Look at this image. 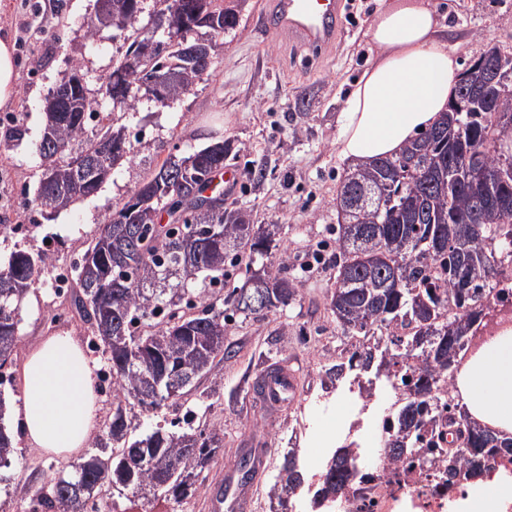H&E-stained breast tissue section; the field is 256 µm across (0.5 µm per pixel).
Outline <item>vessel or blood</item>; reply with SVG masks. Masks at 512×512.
I'll return each instance as SVG.
<instances>
[{
  "label": "vessel or blood",
  "instance_id": "obj_1",
  "mask_svg": "<svg viewBox=\"0 0 512 512\" xmlns=\"http://www.w3.org/2000/svg\"><path fill=\"white\" fill-rule=\"evenodd\" d=\"M259 27L269 34L295 40L319 51L335 43L343 28L340 0H270L258 15ZM268 406H283L296 392L291 369L276 365L259 376ZM225 485L210 494L213 512H246L248 492L240 474L229 472Z\"/></svg>",
  "mask_w": 512,
  "mask_h": 512
}]
</instances>
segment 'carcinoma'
Wrapping results in <instances>:
<instances>
[{
	"label": "carcinoma",
	"instance_id": "cac0c4a2",
	"mask_svg": "<svg viewBox=\"0 0 512 512\" xmlns=\"http://www.w3.org/2000/svg\"><path fill=\"white\" fill-rule=\"evenodd\" d=\"M144 0H112V28L127 42L124 54L112 66L102 88L119 97L112 109L137 108L144 72H176L165 89L170 103L193 91L210 75L221 43L239 24L249 0H185V18L173 31H161L153 53H145L142 31L156 18L170 12L176 0H154L144 13ZM468 79L462 77L448 104L446 116L419 132L401 152L356 165L336 196L338 233L333 265L334 291L331 312L346 315L340 324L346 336L363 341L347 360L332 367V375L366 379L383 377L395 383L400 399L391 412L381 461L387 476L406 471L421 476L438 473V486L447 490L472 483L512 462V434L470 420L461 412L454 390V361L474 357L478 350L460 342L474 336L475 322L500 291L512 287L504 267H512V222H502L498 210L487 208L480 219L467 217L475 206L474 195L462 174L448 184L431 186L426 172L448 175V166L461 150L484 146L491 122L484 112L463 109ZM45 128L39 145L51 159L73 150L70 161L53 165L54 179L39 181L33 203L42 209H62L95 195L111 172L134 156V145L111 116L99 117V129L87 135L93 116L91 98L80 70L76 69L46 98ZM231 150L228 141L213 140L177 156L169 155L135 186L106 219L101 235L74 265L71 305L89 325L108 353V371L117 403L105 434L95 438L91 451L48 477L37 494L44 512H88L100 494L117 488L127 501L152 496L154 500L182 502L195 496L200 475L208 467L222 438L196 430L192 419L187 430L165 427L136 435L127 412L133 400L145 408L161 405L144 401L138 393L164 371L183 375L188 384L219 371L232 358L224 347L226 318L212 301L198 306L204 289L224 283L226 264L246 261L244 285L227 293L222 303L244 316L268 314L301 295L300 282L285 273L287 250L250 223L248 215L224 204L201 211L200 193L211 175L224 169ZM412 163L387 192L373 188L386 173L403 162ZM183 173L181 180L169 179ZM206 224L223 225V234L203 239L202 252L186 265L189 243ZM458 234V246L438 248L435 241ZM380 234L381 250L372 240ZM473 259L468 272L470 287H459L460 248ZM495 258L498 274H486L481 257ZM48 263L42 252L23 248L11 252L0 268V368L13 360L21 343L19 325L22 302L36 287ZM398 269L397 281L377 291L382 276ZM203 275L201 288L188 282ZM268 293L267 306L251 307L244 292ZM123 327L125 338L113 337ZM451 393L444 401L442 385ZM7 412L0 398V464L10 465L15 452L11 432L3 424ZM127 448H152L163 467L126 456ZM359 452L340 448L334 452L317 484L302 467L299 452L290 448L280 458L269 498L285 493L312 494L311 508L325 507L332 498L348 495L358 473Z\"/></svg>",
	"mask_w": 512,
	"mask_h": 512
}]
</instances>
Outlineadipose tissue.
<instances>
[{"mask_svg":"<svg viewBox=\"0 0 512 512\" xmlns=\"http://www.w3.org/2000/svg\"><path fill=\"white\" fill-rule=\"evenodd\" d=\"M437 0H397L372 16L365 36L377 54L347 93L336 139L340 161L389 157L435 125L460 78L440 35ZM458 403L479 423L512 433V329L487 342L456 376ZM18 423L26 447L48 456L84 448L98 417L96 367L69 333L49 336L22 369ZM512 485L482 480L461 512H507Z\"/></svg>","mask_w":512,"mask_h":512,"instance_id":"ef3b65f1","label":"adipose tissue"}]
</instances>
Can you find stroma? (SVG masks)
<instances>
[{
    "label": "stroma",
    "mask_w": 512,
    "mask_h": 512,
    "mask_svg": "<svg viewBox=\"0 0 512 512\" xmlns=\"http://www.w3.org/2000/svg\"><path fill=\"white\" fill-rule=\"evenodd\" d=\"M52 12L35 13L38 0H0V35L22 40L15 51L16 91L0 107V225H23L22 233L0 232V265L14 247L46 252L50 265L21 310V348L0 378V396L17 408L21 370L29 352L48 336L70 332L87 345L90 331L69 306L56 278L72 269L100 234L115 204L149 167L168 155L197 147V132L231 140L239 183L229 200L252 223L270 225L288 250V271L302 281L291 305L266 315L227 314L224 341L236 355L217 373L200 380L189 395L156 410L131 407L136 433L169 425L193 411L207 431L223 434L224 446L203 472L202 493L180 502L127 503L104 492L100 512H211L206 491L224 480L241 450H268L272 466L299 440L291 425L306 416L310 433L322 432L325 417L316 404L335 390L332 366L359 345L343 335L327 305L336 256V194L346 165L336 158L338 118L345 93L376 49L365 37L375 0L345 5L344 27L335 46L322 55L265 34L256 24L263 0H250L235 37L223 45L212 74L189 95L167 106L142 101L136 111L117 113L118 124L135 146V157L117 168L94 196L43 219L33 204L44 162L38 144L43 104L73 68H80L92 109L112 110L103 78L121 55L123 40L109 27L87 36L98 0H51ZM448 43L461 63L492 45L512 51V0H454ZM21 138H14V131ZM288 362L299 380L295 401L270 414L251 393L260 368ZM37 450L17 448L10 467L0 468V512H35L44 476L64 467Z\"/></svg>",
    "instance_id": "obj_1"
}]
</instances>
